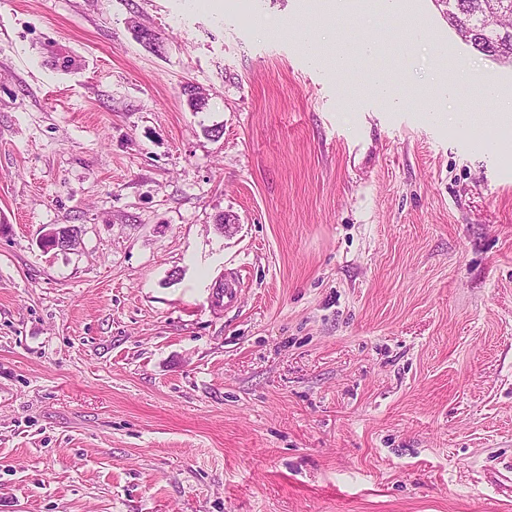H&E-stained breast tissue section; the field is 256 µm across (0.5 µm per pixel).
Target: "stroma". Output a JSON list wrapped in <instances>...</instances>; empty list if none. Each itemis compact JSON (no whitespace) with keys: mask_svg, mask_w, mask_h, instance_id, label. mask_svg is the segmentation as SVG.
<instances>
[{"mask_svg":"<svg viewBox=\"0 0 512 512\" xmlns=\"http://www.w3.org/2000/svg\"><path fill=\"white\" fill-rule=\"evenodd\" d=\"M400 6L0 0V512H512V66ZM319 9L334 16H348L355 20H365L372 13L367 7L360 6L357 0H319ZM298 38L307 46L313 63L327 66L336 74L359 73L361 80L368 87L370 95L388 109L401 107L399 96L405 74L401 69L382 70L376 65L377 60L387 49V45L379 40L367 39L359 42L354 52L336 54L331 59L323 52L320 45L309 42L308 31L301 29ZM482 96L489 100L494 109L498 112V122L496 124V131L492 133V138L497 142V145L504 149L509 150L511 145L512 133L505 132L506 127L512 120V97L503 98L489 89L481 91Z\"/></svg>","mask_w":512,"mask_h":512,"instance_id":"35a3bbf8","label":"stroma"}]
</instances>
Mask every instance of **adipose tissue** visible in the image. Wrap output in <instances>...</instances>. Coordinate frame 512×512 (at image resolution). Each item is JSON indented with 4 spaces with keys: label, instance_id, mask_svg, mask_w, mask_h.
<instances>
[{
    "label": "adipose tissue",
    "instance_id": "1",
    "mask_svg": "<svg viewBox=\"0 0 512 512\" xmlns=\"http://www.w3.org/2000/svg\"><path fill=\"white\" fill-rule=\"evenodd\" d=\"M301 41L307 42L308 53L313 63L329 67L336 75L347 73L359 74L368 87L371 96L384 107L396 109L401 107L400 89L405 79L401 69L384 70L377 61L386 51L387 46L381 41L367 39L359 42L354 52L326 56L320 45L310 42L307 30L297 33Z\"/></svg>",
    "mask_w": 512,
    "mask_h": 512
}]
</instances>
